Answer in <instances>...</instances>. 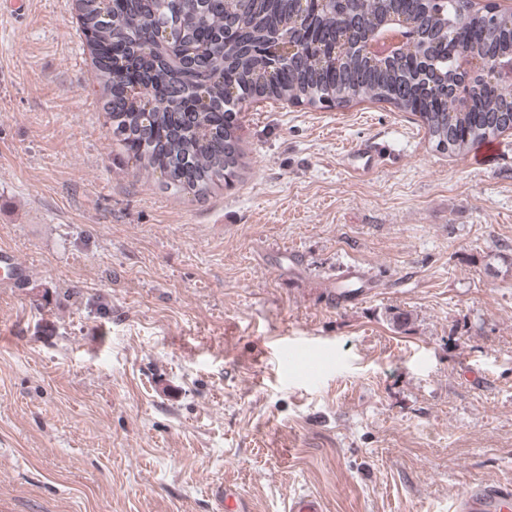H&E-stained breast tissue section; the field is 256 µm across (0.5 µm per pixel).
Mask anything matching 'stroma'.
I'll return each instance as SVG.
<instances>
[{
  "label": "stroma",
  "mask_w": 512,
  "mask_h": 512,
  "mask_svg": "<svg viewBox=\"0 0 512 512\" xmlns=\"http://www.w3.org/2000/svg\"><path fill=\"white\" fill-rule=\"evenodd\" d=\"M9 2L0 249L31 276L0 284V512H216L221 486L452 512L512 484V131L477 166L387 103L260 100L240 178L172 195L103 124L75 0ZM348 264L378 286L329 306Z\"/></svg>",
  "instance_id": "obj_1"
}]
</instances>
